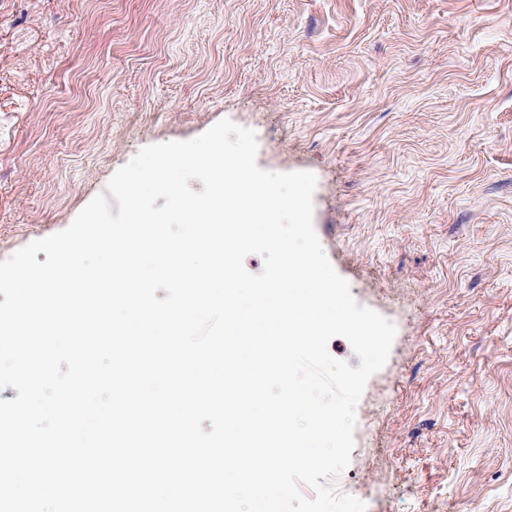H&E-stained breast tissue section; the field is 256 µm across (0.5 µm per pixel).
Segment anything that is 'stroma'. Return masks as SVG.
<instances>
[{"label":"stroma","mask_w":512,"mask_h":512,"mask_svg":"<svg viewBox=\"0 0 512 512\" xmlns=\"http://www.w3.org/2000/svg\"><path fill=\"white\" fill-rule=\"evenodd\" d=\"M390 319L367 512H512V0H0V261L221 119Z\"/></svg>","instance_id":"obj_1"}]
</instances>
